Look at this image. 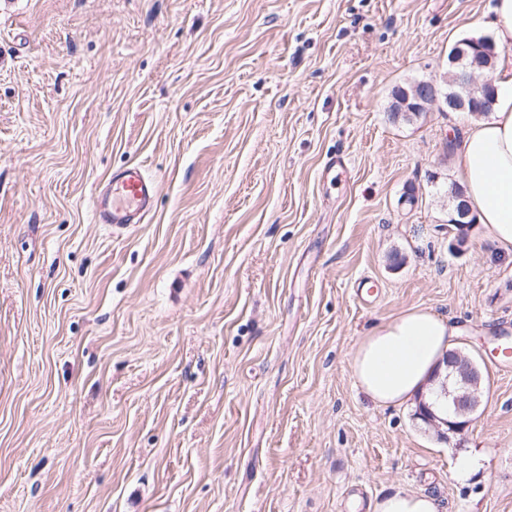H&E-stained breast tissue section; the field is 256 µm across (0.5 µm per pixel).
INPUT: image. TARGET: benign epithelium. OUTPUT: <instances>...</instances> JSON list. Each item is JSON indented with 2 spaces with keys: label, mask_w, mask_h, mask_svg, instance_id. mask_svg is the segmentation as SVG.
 <instances>
[{
  "label": "benign epithelium",
  "mask_w": 512,
  "mask_h": 512,
  "mask_svg": "<svg viewBox=\"0 0 512 512\" xmlns=\"http://www.w3.org/2000/svg\"><path fill=\"white\" fill-rule=\"evenodd\" d=\"M493 54L494 44L487 36L456 43L450 50V70L443 80L420 81L408 89H402V94L392 98L388 112L397 120L413 112H426L432 106L442 104L451 112L488 114L493 106V88L489 83H479L476 72L492 67ZM445 83L459 89L460 93L446 95L443 91ZM472 89L483 90V97L479 99L466 94V91ZM450 198L452 210L448 223L457 227V245L460 246L465 242L463 230L466 225L473 223L472 210L465 199L462 186L452 187ZM446 368L448 380L453 383V390L448 392V400L453 406V418L441 421L445 429L440 431V436L449 440L465 432L470 422L469 415L480 405L478 392L481 374L473 359L457 351H450L446 355Z\"/></svg>",
  "instance_id": "7a95c632"
}]
</instances>
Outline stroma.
<instances>
[{"instance_id": "stroma-1", "label": "stroma", "mask_w": 512, "mask_h": 512, "mask_svg": "<svg viewBox=\"0 0 512 512\" xmlns=\"http://www.w3.org/2000/svg\"><path fill=\"white\" fill-rule=\"evenodd\" d=\"M493 3L0 0V512H512V260L450 247L463 124L388 114ZM131 164L155 210L96 223ZM412 308L481 367L460 444L354 384ZM373 512H438L436 500L427 494L400 489L370 507Z\"/></svg>"}]
</instances>
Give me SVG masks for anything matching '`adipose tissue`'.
Returning a JSON list of instances; mask_svg holds the SVG:
<instances>
[{
	"label": "adipose tissue",
	"instance_id": "1",
	"mask_svg": "<svg viewBox=\"0 0 512 512\" xmlns=\"http://www.w3.org/2000/svg\"><path fill=\"white\" fill-rule=\"evenodd\" d=\"M499 53L493 67L495 101L486 115L465 122L453 165L465 196L498 248L512 255V0H496L490 22ZM456 331L425 309H411L364 337L353 353L359 391L378 405H399L430 394Z\"/></svg>",
	"mask_w": 512,
	"mask_h": 512
}]
</instances>
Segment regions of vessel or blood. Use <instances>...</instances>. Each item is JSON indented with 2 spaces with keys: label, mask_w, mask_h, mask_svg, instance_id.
I'll return each instance as SVG.
<instances>
[{
  "label": "vessel or blood",
  "mask_w": 512,
  "mask_h": 512,
  "mask_svg": "<svg viewBox=\"0 0 512 512\" xmlns=\"http://www.w3.org/2000/svg\"><path fill=\"white\" fill-rule=\"evenodd\" d=\"M159 185L138 165L113 172L106 186L95 195L93 214L96 223L128 228L142 223L152 212Z\"/></svg>",
  "instance_id": "b4317fda"
}]
</instances>
